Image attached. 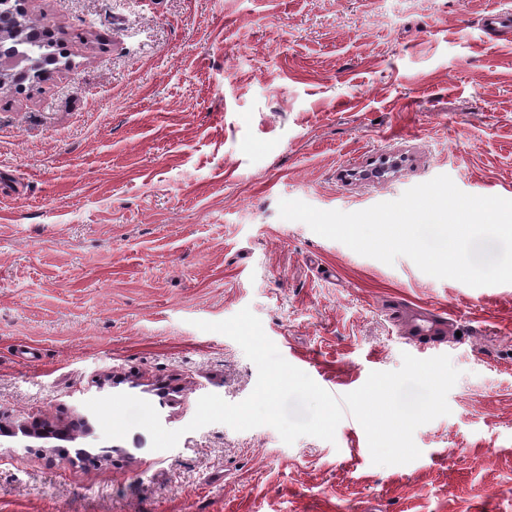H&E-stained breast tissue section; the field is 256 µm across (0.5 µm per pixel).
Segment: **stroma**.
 I'll return each instance as SVG.
<instances>
[{
  "instance_id": "1",
  "label": "stroma",
  "mask_w": 512,
  "mask_h": 512,
  "mask_svg": "<svg viewBox=\"0 0 512 512\" xmlns=\"http://www.w3.org/2000/svg\"><path fill=\"white\" fill-rule=\"evenodd\" d=\"M66 65L0 90V512H512V284L388 265L279 215L356 212L445 174L512 199V0H29ZM447 318L461 376L418 459L269 426L191 431L257 368L197 328L248 308L340 397ZM149 401L177 446L83 429ZM42 419L65 440L20 433ZM437 319H441V316L436 313L431 317L422 315L416 318L411 325L412 335L423 340L413 345L421 354L426 353L428 350L442 349L441 343L435 340L440 335V329L435 322Z\"/></svg>"
}]
</instances>
